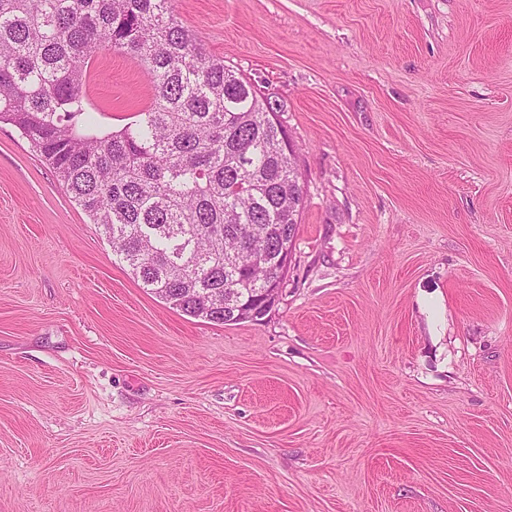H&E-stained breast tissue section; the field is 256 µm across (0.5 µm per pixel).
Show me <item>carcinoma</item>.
<instances>
[{
    "instance_id": "carcinoma-1",
    "label": "carcinoma",
    "mask_w": 512,
    "mask_h": 512,
    "mask_svg": "<svg viewBox=\"0 0 512 512\" xmlns=\"http://www.w3.org/2000/svg\"><path fill=\"white\" fill-rule=\"evenodd\" d=\"M137 58L150 88L134 120L103 131L87 96L103 50ZM277 111L206 55L171 0H0V122L17 128L100 225L144 288L182 313L210 291L278 274L304 195Z\"/></svg>"
}]
</instances>
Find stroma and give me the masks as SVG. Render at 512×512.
Instances as JSON below:
<instances>
[{
	"mask_svg": "<svg viewBox=\"0 0 512 512\" xmlns=\"http://www.w3.org/2000/svg\"><path fill=\"white\" fill-rule=\"evenodd\" d=\"M173 9L295 145L282 290L171 308L0 123V512H512V0Z\"/></svg>",
	"mask_w": 512,
	"mask_h": 512,
	"instance_id": "1",
	"label": "stroma"
}]
</instances>
